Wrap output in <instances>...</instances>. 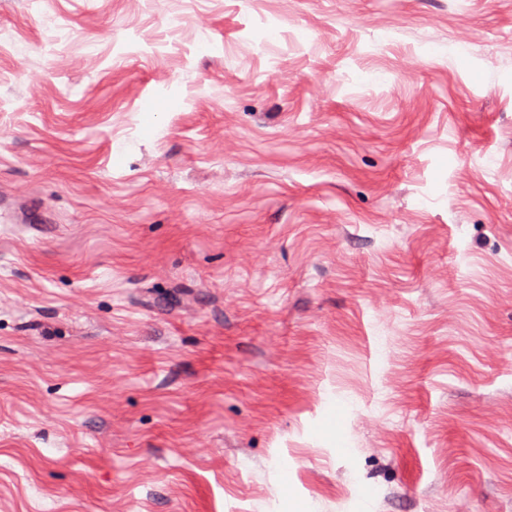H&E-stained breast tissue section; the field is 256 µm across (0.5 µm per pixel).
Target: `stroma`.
I'll return each mask as SVG.
<instances>
[{"mask_svg": "<svg viewBox=\"0 0 512 512\" xmlns=\"http://www.w3.org/2000/svg\"><path fill=\"white\" fill-rule=\"evenodd\" d=\"M0 512H512V0H0Z\"/></svg>", "mask_w": 512, "mask_h": 512, "instance_id": "obj_1", "label": "stroma"}]
</instances>
